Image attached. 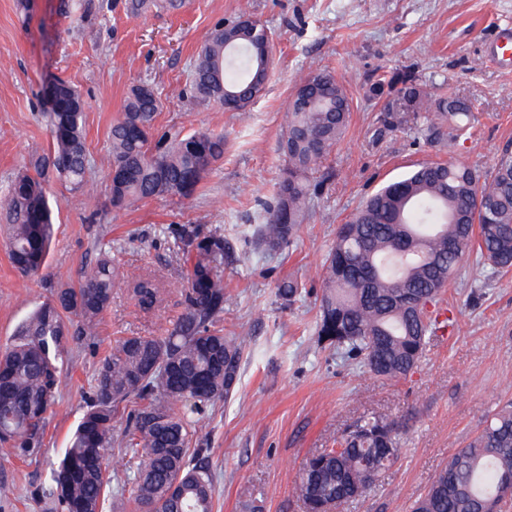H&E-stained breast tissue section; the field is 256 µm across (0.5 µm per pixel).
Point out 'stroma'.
Here are the masks:
<instances>
[{
    "instance_id": "stroma-1",
    "label": "stroma",
    "mask_w": 512,
    "mask_h": 512,
    "mask_svg": "<svg viewBox=\"0 0 512 512\" xmlns=\"http://www.w3.org/2000/svg\"><path fill=\"white\" fill-rule=\"evenodd\" d=\"M242 10L272 33L263 93L245 112L185 97L207 33ZM508 25L512 0H184L177 10L154 0L137 18L126 0H29L24 10L18 0H0V197L31 157L50 147L46 82L68 81L85 102L95 187L81 193L52 184L55 236L46 272L77 279L108 247L125 274L153 277L160 288L150 311L127 288L114 289L92 336L70 344L42 447L0 452V512H60L47 494L50 468L86 408L102 360L124 337L165 335L181 315L186 260L169 232L173 224L223 234L230 303L220 325L225 335L250 339L235 392L197 417L214 512H306L297 483L307 459L366 415L395 423L399 456L341 512H411L450 456L498 404L512 400V272L468 262L444 294L454 319L449 334L433 336L413 372L391 380L318 336L324 262L338 226L385 182L422 163L493 167L498 148L512 140V62L493 60L485 43ZM406 67L431 95L472 101L470 138L433 146L414 124L383 128L385 102L366 88ZM319 71L343 80L350 125L317 166L334 176L309 199L292 245L265 251L255 232L284 166L278 141L288 103L295 86ZM137 84L162 101L158 131L209 129L223 133L226 147L190 197L115 210L106 193L109 135ZM289 275L305 289L287 305L277 285ZM48 295L39 279L14 270L0 243V346Z\"/></svg>"
}]
</instances>
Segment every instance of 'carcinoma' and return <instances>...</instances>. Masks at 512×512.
I'll use <instances>...</instances> for the list:
<instances>
[{"label": "carcinoma", "mask_w": 512, "mask_h": 512, "mask_svg": "<svg viewBox=\"0 0 512 512\" xmlns=\"http://www.w3.org/2000/svg\"><path fill=\"white\" fill-rule=\"evenodd\" d=\"M271 33L242 12L215 25L197 53L190 86L195 97L241 112L264 90L262 76ZM44 111L52 147L8 185L0 208L10 228L12 264L23 277L42 274L53 238L46 187L60 183L77 191L91 178L83 105L66 80ZM376 98L389 97L382 123L394 128L402 113L426 119V140L443 134L470 135L474 113L463 100L431 96L409 70L376 80ZM160 102L136 86L110 131L112 169L109 204L132 206L158 197L186 198L213 164L224 158V134L163 133L153 139ZM351 101L329 71L302 80L289 102L279 148L285 166L275 201L256 244L279 251L306 220V202L331 174L314 176L317 163L342 139ZM155 144H150V140ZM171 233L186 254L184 311L165 336H128L99 367L93 396L63 457L53 469L48 495L62 512H103L110 484L106 452L116 444L113 422L127 403L131 425L117 444L127 458L126 479L143 512H213L210 470L196 423L180 412L225 399L240 378L244 339L216 328L229 297L224 292V235L197 224H177ZM476 257L495 273L512 269V145L482 172L462 163H426L381 186L336 231L325 260L318 336L359 360L375 376L399 379L417 367L431 336L440 329L441 295ZM121 283L105 252L77 282L48 285L50 297L19 327L0 351V449L13 453L41 447L46 415L55 407L70 342L92 334ZM131 292L144 309L155 306L158 288L142 278ZM302 285L288 277L278 296L293 302ZM398 456L394 427L365 416L353 430L308 459L298 490L308 512H328L336 500L363 494ZM512 502V402L498 408L485 426L458 449L419 497L413 512H503Z\"/></svg>", "instance_id": "cac0c4a2"}]
</instances>
